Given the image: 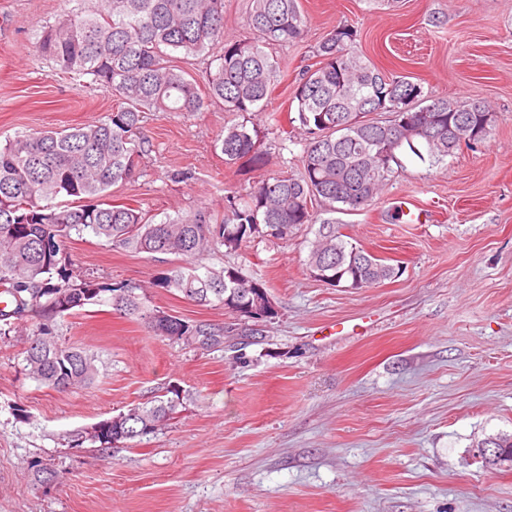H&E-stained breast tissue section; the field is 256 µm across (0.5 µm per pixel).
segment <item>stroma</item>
Masks as SVG:
<instances>
[{"label": "stroma", "instance_id": "35a3bbf8", "mask_svg": "<svg viewBox=\"0 0 512 512\" xmlns=\"http://www.w3.org/2000/svg\"><path fill=\"white\" fill-rule=\"evenodd\" d=\"M301 40L272 48L280 78L263 111L234 116L148 112L135 177L110 189L115 205L155 220L206 207L227 212L261 178L301 175L305 136L291 124L298 79L336 27L379 69L407 75L434 97L483 101L495 114L485 141L443 163L398 152L386 187L365 208L329 213L352 242L400 277L334 287L305 265L316 225L211 257L266 281L277 316L256 336L215 351L182 348L144 322L92 305L59 319L66 340L103 362L97 381L64 391L20 369L35 322L0 336V512H512V464L488 467L478 440L512 434V0H300ZM70 0H0V144L21 132L100 120L112 94L56 71L35 34ZM256 130L270 162L225 163V123ZM189 172L180 182L173 175ZM408 202L421 223L398 216ZM66 250L101 280L141 288L152 307L187 320L234 323L154 287L172 255L113 250L92 235ZM184 404L134 448L71 447L75 434L153 398L167 383ZM57 480L34 484L29 461Z\"/></svg>", "mask_w": 512, "mask_h": 512}]
</instances>
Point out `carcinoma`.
<instances>
[{
    "label": "carcinoma",
    "mask_w": 512,
    "mask_h": 512,
    "mask_svg": "<svg viewBox=\"0 0 512 512\" xmlns=\"http://www.w3.org/2000/svg\"><path fill=\"white\" fill-rule=\"evenodd\" d=\"M74 2L77 7L40 29L36 48L59 72L89 76L111 91L112 110L94 124L24 132L0 146V292L11 305L0 309V321L8 325L13 317L35 314L22 370L48 389L87 386L99 374L97 357L63 339L57 325V318L88 305H109L158 336H191L197 350L224 349V325L183 320L148 305L133 287L77 273L65 248L72 235L88 233L114 249L174 255L184 264L160 273L153 286L233 314L242 303L238 289L253 279L233 266H204L203 256L236 251L257 238L284 240L315 223L317 201L343 211L370 205L399 150L441 163L488 134L483 102L433 98L409 76L385 75L354 49L357 30L339 27L319 45V61L294 91L296 116L290 122L305 134L302 175L269 176L242 201L226 197L229 214L221 218L203 208L158 222L139 208L105 201L111 187L135 176L149 151L143 114L204 112L216 102L226 112L260 111L279 77L267 48L304 32L299 0H250L251 38L224 35V0H96L93 10ZM210 49L216 51L215 66L200 90L188 72L171 64V53L194 56ZM429 106L443 131L395 148L385 135L393 121L368 118L371 108L400 120ZM338 118L345 124L339 130ZM219 142L228 162L243 159L257 170L268 164L257 132L244 123L224 127ZM59 197L71 202L60 205ZM306 266L312 273L331 269L348 288L395 279L400 270L344 239L328 222L310 243ZM253 281L266 287L261 279ZM183 399L181 387L170 383L152 400L118 414L120 430L103 429L95 443L103 450L133 448L173 419Z\"/></svg>",
    "instance_id": "carcinoma-1"
}]
</instances>
